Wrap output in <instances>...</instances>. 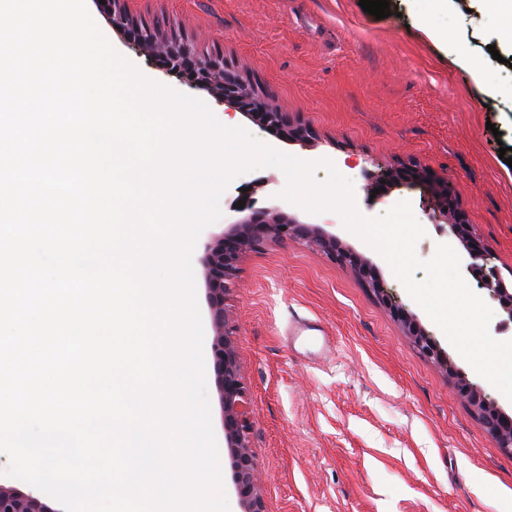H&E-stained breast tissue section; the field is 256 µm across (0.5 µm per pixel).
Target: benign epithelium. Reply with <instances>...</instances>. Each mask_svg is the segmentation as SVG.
<instances>
[{
	"instance_id": "obj_1",
	"label": "benign epithelium",
	"mask_w": 512,
	"mask_h": 512,
	"mask_svg": "<svg viewBox=\"0 0 512 512\" xmlns=\"http://www.w3.org/2000/svg\"><path fill=\"white\" fill-rule=\"evenodd\" d=\"M115 3L116 0H104L97 3V7L101 13L111 18L114 27L123 31L128 44L143 52L149 59L162 62L168 71L185 78L190 85L209 89L218 102L230 105L264 127L282 129L288 126L283 114L269 103L265 104L263 112L250 111L252 94L247 83L240 76L226 71L222 60L202 58L186 46L175 49L167 45L155 31L138 26L125 16L116 14ZM434 192L437 194L438 204L429 218L436 224L449 223L451 235L466 248L472 260L470 268L489 291V297L498 302L512 317V294L498 278L494 267L490 266V252L472 239L469 225L459 220L448 222L446 209L451 207V202L447 186L439 185L434 188ZM239 199L245 201L243 207L238 209L243 217L225 225L224 233L217 243L207 247L205 282L210 317L215 331L213 371L222 403L225 439L233 458L235 489L244 506V512H265L258 488V465L250 451L248 393L242 380L232 332L226 325L225 293L233 284L241 256L266 238L306 239L325 252L338 256L358 272L363 271L364 267L354 253L338 246L336 236L315 225L299 222L279 207L272 210H255L246 196L241 195ZM402 321L412 332L425 355L434 358L447 371L454 370L447 354L437 348L436 343L421 330L412 316L404 314ZM459 391L464 399L477 408L483 425L499 447L511 454L512 416L489 403L477 388L467 382L459 385ZM0 512H48V508L31 494L0 486Z\"/></svg>"
}]
</instances>
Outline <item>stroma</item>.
Instances as JSON below:
<instances>
[{
  "label": "stroma",
  "instance_id": "stroma-1",
  "mask_svg": "<svg viewBox=\"0 0 512 512\" xmlns=\"http://www.w3.org/2000/svg\"><path fill=\"white\" fill-rule=\"evenodd\" d=\"M397 15L364 12L359 0H117V10L200 56L222 55L305 138H283L147 61L96 8L88 11L114 49L146 78L204 100L217 118L300 160L331 161L353 186L358 211L384 214L409 202L426 235L415 252L432 258L464 246L428 218L429 184L447 185L455 211L492 252L512 290V108L490 100L418 24L447 29L464 45L497 40L498 16L439 11L433 0H390ZM417 169L424 183L371 191L373 172ZM284 173L259 168L235 177L207 226L192 264L207 310L208 244L231 222L245 187L254 208L283 205L336 235L367 261L371 279L306 241H264L247 251L224 297L243 382L251 397L250 444L266 512H512V454L498 448L457 384L466 379L512 415V401L483 379L416 304L386 260L333 211L281 204ZM413 315L458 370L450 375L417 348L397 317ZM311 335L292 339L293 320Z\"/></svg>",
  "mask_w": 512,
  "mask_h": 512
}]
</instances>
